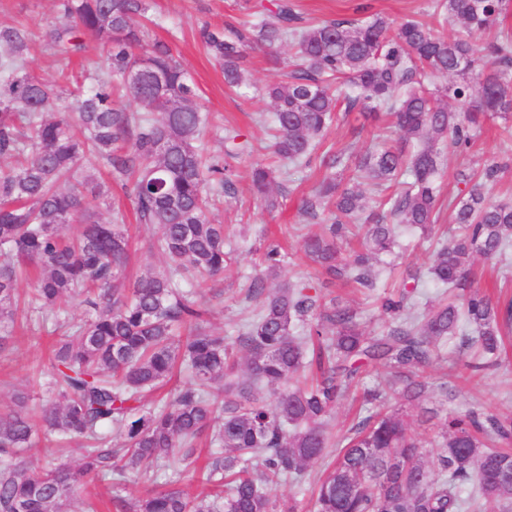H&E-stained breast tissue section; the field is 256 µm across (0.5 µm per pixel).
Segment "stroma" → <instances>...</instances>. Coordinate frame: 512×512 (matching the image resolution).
Listing matches in <instances>:
<instances>
[{"label":"stroma","mask_w":512,"mask_h":512,"mask_svg":"<svg viewBox=\"0 0 512 512\" xmlns=\"http://www.w3.org/2000/svg\"><path fill=\"white\" fill-rule=\"evenodd\" d=\"M257 0H150V14L155 21L152 35L171 44L175 55L192 80L197 96L195 101L208 112L211 124L203 144L208 153L223 156L234 180L232 193L224 195L211 213L214 222L224 224L227 241L238 249V260L224 273L218 287L222 294L212 299L207 319L216 331L235 339L252 317L256 304L245 297L251 278L261 270L260 258L269 242L279 243L288 252L284 275L291 281L316 280L317 274L299 250V241L306 228L298 218V209L305 196L311 194L320 181L321 167L292 168L280 180V206L272 212L262 209L255 198L251 168L254 163H271L268 118L270 108L259 91L278 80L280 72L262 54H250L245 62L250 87L231 89L224 83L221 68L204 50L199 32L204 26L220 27L225 20L247 17ZM297 10L312 21L356 18V9L369 4L372 12L381 14L391 23L415 17L432 22L433 0H293ZM56 19L54 0H0V23L21 22L31 32V67L46 81L58 77V63L47 49L48 32ZM239 131L248 141V152L229 156L225 153L228 131ZM391 134L390 129L374 122H363L359 113H351L334 123L323 138L324 150H348L356 153L376 148ZM499 156L512 158V141H505L499 123L487 126L482 136L463 155L448 152L442 176L444 197H456L464 185L461 174L482 167L488 159ZM127 233L131 240L132 261L130 278L144 275L148 270L163 266L164 257L154 242V227L128 218ZM432 246L421 240L419 233L405 234L402 246L387 257L380 268L377 293L396 289L400 269L410 267L426 270ZM55 342L38 323L31 321L18 329L7 349L0 353V410L13 405L17 392H26L29 405L40 404L45 396V383L51 371L50 356ZM444 359L428 368L430 381H440L444 375L455 378V394L441 400L436 390H428L419 407L410 409L407 418L412 428L423 436L436 435V421L422 417L425 409L448 405L462 411L482 408L496 416H512V342L507 345L498 367L461 379L469 359V351L459 339L453 338L443 346Z\"/></svg>","instance_id":"obj_1"}]
</instances>
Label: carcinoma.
<instances>
[{"label":"carcinoma","mask_w":512,"mask_h":512,"mask_svg":"<svg viewBox=\"0 0 512 512\" xmlns=\"http://www.w3.org/2000/svg\"><path fill=\"white\" fill-rule=\"evenodd\" d=\"M256 23L205 27L201 40L239 87L247 55L295 51L294 69L267 84L272 105L273 153L293 168L320 162L326 173L299 208L321 230L302 236L304 256L327 279L314 285L285 281L275 287L287 254L270 244L264 271L246 298L259 302L238 336L245 369L224 334L208 326L210 298L188 289L224 274L236 262L225 249L224 225L209 217L210 201L234 190L220 156L205 153L208 114L194 102L180 61L168 43L146 40L148 0H56L60 21L49 46L60 71L84 50L82 37L108 50V64L91 66L76 112L62 110L69 89L39 76L28 59L30 33L0 24V350L18 324V282L34 271L27 305L42 327H67L54 349L47 383L49 403L30 412L28 397L0 414V512H70V504L95 480H111L115 512H296L277 504L269 487L299 483L309 467L336 455L311 493L308 512H464L470 501L512 512V417L476 408L447 411L428 441L412 430L390 394L407 402L432 386L426 370L442 343L456 336L478 349L477 372L498 364L504 336L512 332V303L502 307L475 282L478 257L508 264L512 256V201L493 200L489 185L508 163L488 160L463 175L466 193L448 201L461 234L434 252L427 274L406 270L402 289L375 301L389 320L382 336L366 334L356 309L323 292L350 281L375 290V267L394 253L404 228L432 234L440 213L444 147L464 154L484 124L512 113V38L480 47L470 35L512 11V0H435L436 15L457 25L440 37L415 19L397 27L377 14L363 19L308 23L290 0H270ZM144 77L140 83L130 75ZM432 76L451 77L431 86ZM469 104L464 112L447 101ZM362 107L366 119L391 118L396 138L353 155L320 153L337 112ZM101 162L129 189L138 219L157 229L155 246L166 268L126 284L130 243L126 216L110 203L112 185L97 181L89 165ZM279 169L258 164L252 186L261 206H280L274 191ZM363 184L377 193L367 209ZM112 210L97 217L100 206ZM365 215V223L352 220ZM79 225L68 234L67 226ZM458 290L414 312V290L424 277ZM77 297L92 310L72 324L61 307ZM362 359L386 373L364 390L376 412L332 441L326 424L352 386ZM181 370L187 382L161 407L145 395ZM123 437L112 447L104 432ZM221 448L196 467L202 438ZM93 442L81 462H50L34 469L21 452L39 441ZM434 449L428 465L427 449ZM181 462L208 487L193 496L179 486L151 488L138 499L120 495L131 476L153 481L154 468Z\"/></svg>","instance_id":"obj_1"}]
</instances>
